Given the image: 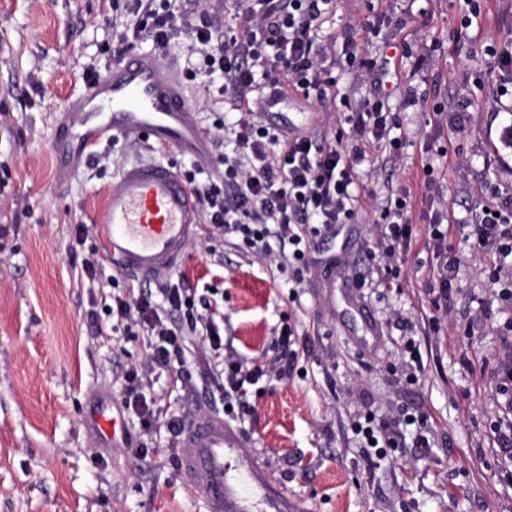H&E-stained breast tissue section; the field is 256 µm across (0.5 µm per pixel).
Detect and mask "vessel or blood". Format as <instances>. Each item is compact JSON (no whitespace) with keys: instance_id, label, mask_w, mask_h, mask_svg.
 <instances>
[{"instance_id":"b4317fda","label":"vessel or blood","mask_w":512,"mask_h":512,"mask_svg":"<svg viewBox=\"0 0 512 512\" xmlns=\"http://www.w3.org/2000/svg\"><path fill=\"white\" fill-rule=\"evenodd\" d=\"M52 144L55 177L79 171L87 149L103 137L134 135L181 155L205 159L210 141L176 73L156 55L135 53L96 76L72 99ZM200 222L197 198L171 165H126L98 219L107 256L143 280L181 266ZM88 422L113 447L129 444L123 415L109 403L90 408ZM181 469L195 482L207 512H288V498L249 452L243 431L217 414H194L180 434Z\"/></svg>"}]
</instances>
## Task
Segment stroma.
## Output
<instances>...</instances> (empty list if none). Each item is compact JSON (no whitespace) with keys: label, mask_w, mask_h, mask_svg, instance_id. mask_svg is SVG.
<instances>
[{"label":"stroma","mask_w":512,"mask_h":512,"mask_svg":"<svg viewBox=\"0 0 512 512\" xmlns=\"http://www.w3.org/2000/svg\"><path fill=\"white\" fill-rule=\"evenodd\" d=\"M384 31L412 56L401 84L446 110L467 108L471 120L454 131L421 105L403 118L400 157L370 151L360 165L364 187L410 197L411 244L396 287L360 288L376 251L373 215L337 225L317 239L299 290H291L268 256L244 253L236 238L199 224L178 272L224 315V346L266 360L282 315L299 333L295 372L272 380L237 419L259 464L288 495L294 512H512V447L495 424L512 416L496 396L497 367L512 354V335L489 293L480 259L464 262L446 308L432 307L426 287L433 255L426 218L447 212L449 243L467 250L463 226L481 191L512 200V98L485 45L512 44V0H482L481 17L461 26L459 0H388ZM190 19L238 25L233 0H170ZM407 16L405 28L395 17ZM371 0H340L321 35L363 39ZM135 0H0V512H205L193 479L178 464L165 427L143 433L129 417L132 445L107 447L86 422L90 406L119 398L122 373L149 353L140 331L91 335L86 316L102 315L129 275L103 256L96 219L120 169L139 160L196 170L207 182L224 173L231 151L224 130L237 119L224 102V77L187 78L202 57L188 31L174 30L165 46L138 30ZM160 52L183 77L212 145L204 166L143 140H101L71 180L53 178L52 141L68 100L97 74L136 52ZM423 61L414 70L415 61ZM447 148L436 158L438 148ZM435 157L425 175L426 157ZM98 253L97 279L82 263ZM420 345L416 381L399 354L403 338ZM203 337L189 336L184 363L158 375L154 390L164 414H218ZM427 420L429 447L406 440L385 456L365 457L352 431L359 415L397 409Z\"/></svg>","instance_id":"35a3bbf8"}]
</instances>
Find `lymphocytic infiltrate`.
<instances>
[{"instance_id": "obj_1", "label": "lymphocytic infiltrate", "mask_w": 512, "mask_h": 512, "mask_svg": "<svg viewBox=\"0 0 512 512\" xmlns=\"http://www.w3.org/2000/svg\"><path fill=\"white\" fill-rule=\"evenodd\" d=\"M242 23L238 30L221 33L208 17L191 25L203 58L201 70L190 77L222 72L224 98L238 118L232 128L234 148L224 158L221 181L197 185L194 173L188 183L202 206L206 223L236 235L242 248L276 257L279 271L294 270L295 284L304 281L309 248L315 238L332 232L336 225L354 224L366 202H374L378 215L379 250L372 253L376 275L359 282L363 288H389L400 272L396 261L410 245L413 224L405 190L362 192L357 168L368 148L388 149L399 155L405 145L396 131L402 110L415 106L417 92L406 87L400 93L386 89L388 59L373 56L367 42L379 39L385 20L365 23L364 41L343 42L321 38L326 19L336 0H235ZM350 73L354 82L340 85L338 72ZM372 83L369 94H359L360 84ZM327 108L344 106L355 143L343 147V130L333 135L322 131L288 134L268 126L261 112L276 105L282 93ZM484 209L468 224L466 239L472 255L485 261V281L500 304L512 309V203L486 197ZM426 233L435 257L427 290L433 307L448 301L462 258L448 243V227L442 213L430 215ZM116 327L140 330L150 338V353L142 367L123 376V409L135 415L144 431L164 424L171 438L180 434L179 416L161 417L154 396L153 376L169 371L180 358L186 336H205L213 354L215 376L220 381V401L227 416L251 410L252 388L261 381L290 374L288 349L297 334L289 320L278 331L276 356L268 361L247 360L226 351L211 300L198 293L185 278L158 276L155 287H140L112 298L108 309ZM419 416L403 411L395 417L364 414L353 430L364 447L385 454L402 445L400 427L418 424Z\"/></svg>"}]
</instances>
